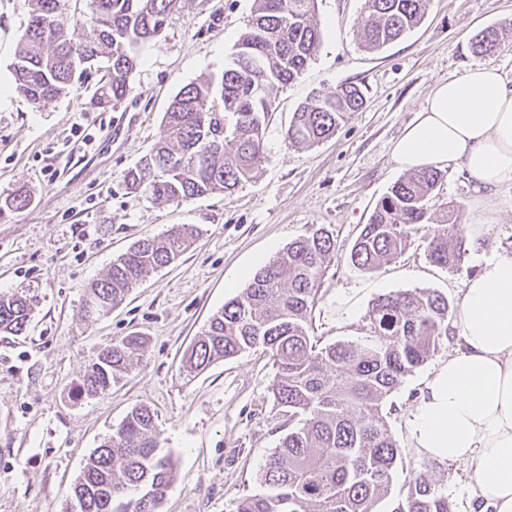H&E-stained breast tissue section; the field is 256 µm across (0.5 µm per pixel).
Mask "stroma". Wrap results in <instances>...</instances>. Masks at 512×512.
Masks as SVG:
<instances>
[{
	"label": "stroma",
	"instance_id": "35a3bbf8",
	"mask_svg": "<svg viewBox=\"0 0 512 512\" xmlns=\"http://www.w3.org/2000/svg\"><path fill=\"white\" fill-rule=\"evenodd\" d=\"M364 2L319 0L322 46L269 114L254 182L229 197L176 205L131 192L123 175L157 142L172 98L223 72L253 0H189L143 48L133 90L115 108L90 105L86 86L42 108L18 93L12 62L28 2L0 0V197L20 187L32 197L25 209L0 217V293H22L34 305L23 334L0 333V512H63L90 453L136 404L155 412L177 463L162 512H233L238 498L258 492L257 476L288 423L273 399L269 353L252 350L197 375L183 371L181 358L210 317L247 287L249 273L312 227L336 238L335 265L313 312L311 334L322 346L365 339L367 311L380 295L430 288L454 302L485 259L512 252V185L481 190L450 166L434 204L457 208L464 229H483L481 249L448 270L427 259L417 238L376 272L352 266L355 239L402 176L392 144L430 89L479 63L512 80V34L494 55L471 49L476 33L512 20V0H430L420 26L377 51L361 43ZM350 82L364 93L363 109L319 145L289 146L285 131L311 91ZM76 124L91 134L89 143H71ZM180 224L195 225L199 235L179 260L151 273L108 314L85 318V289L113 259ZM342 293L352 307L338 303ZM136 333L147 338L139 368L99 396H79L97 353ZM459 346L458 330L450 328L439 353L386 401L403 469L383 512L401 496L406 472L427 463L407 437L406 418L425 377ZM440 470L456 512H470L476 485L469 467L446 463Z\"/></svg>",
	"mask_w": 512,
	"mask_h": 512
}]
</instances>
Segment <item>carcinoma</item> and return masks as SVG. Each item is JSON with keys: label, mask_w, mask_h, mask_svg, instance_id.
Returning <instances> with one entry per match:
<instances>
[{"label": "carcinoma", "mask_w": 512, "mask_h": 512, "mask_svg": "<svg viewBox=\"0 0 512 512\" xmlns=\"http://www.w3.org/2000/svg\"><path fill=\"white\" fill-rule=\"evenodd\" d=\"M187 0H28L29 20L12 63L16 88L32 104L67 97L93 79L91 104H120L131 91L139 48L157 40ZM363 43L379 50L417 27L429 0H365ZM318 0H255L251 21L219 77L182 88L163 115L154 150L124 175L126 185L155 201L186 203L231 195L252 181L263 159L268 114L280 91L299 77L322 45ZM497 27L480 31L473 52L501 46ZM359 86L317 91L292 116L285 139L310 147L335 135L363 107ZM444 174L435 167L398 179L375 206L350 251L351 264L375 272L425 231L426 256L447 268L466 255L463 227L446 210L428 228L429 202ZM30 203L24 190L0 199V216ZM191 225L132 244L106 275L86 289L85 311L104 315L150 272L190 247ZM336 257L335 236L314 228L259 268L243 291L213 314L208 328L184 351L190 372L262 348L271 354L274 402L288 415V433L269 454L261 491L239 498L234 512H382L402 454L391 434L387 398L448 340L455 309L438 291L415 288L378 297L366 315L361 343L320 347L310 336L318 287ZM29 299L0 293V333L25 331ZM145 344L125 336L104 348L84 370L80 392L103 393L129 374ZM176 476L162 446L155 413L135 405L91 453L64 512H161ZM391 512H454L434 471L409 475Z\"/></svg>", "instance_id": "cac0c4a2"}]
</instances>
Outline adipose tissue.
Here are the masks:
<instances>
[{
	"mask_svg": "<svg viewBox=\"0 0 512 512\" xmlns=\"http://www.w3.org/2000/svg\"><path fill=\"white\" fill-rule=\"evenodd\" d=\"M409 172L459 166L486 189L512 183V81L469 67L437 83L392 147ZM461 350L425 379L407 417L418 453L469 466L473 512H512V253L486 259L459 300Z\"/></svg>",
	"mask_w": 512,
	"mask_h": 512,
	"instance_id": "ef3b65f1",
	"label": "adipose tissue"
}]
</instances>
